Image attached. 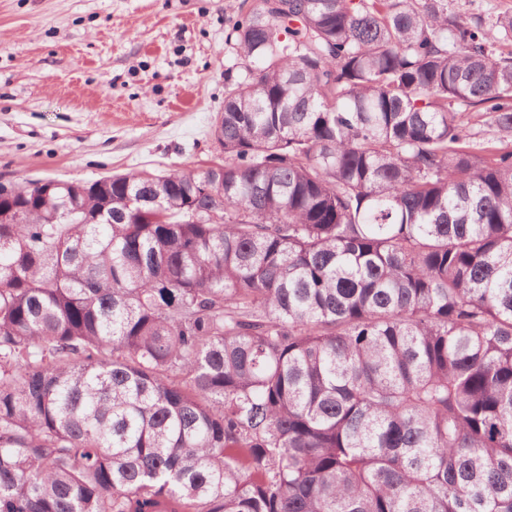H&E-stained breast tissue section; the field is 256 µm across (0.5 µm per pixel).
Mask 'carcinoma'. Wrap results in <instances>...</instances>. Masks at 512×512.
<instances>
[{
  "label": "carcinoma",
  "mask_w": 512,
  "mask_h": 512,
  "mask_svg": "<svg viewBox=\"0 0 512 512\" xmlns=\"http://www.w3.org/2000/svg\"><path fill=\"white\" fill-rule=\"evenodd\" d=\"M226 40L222 162L0 194V512H512V9Z\"/></svg>",
  "instance_id": "cac0c4a2"
}]
</instances>
